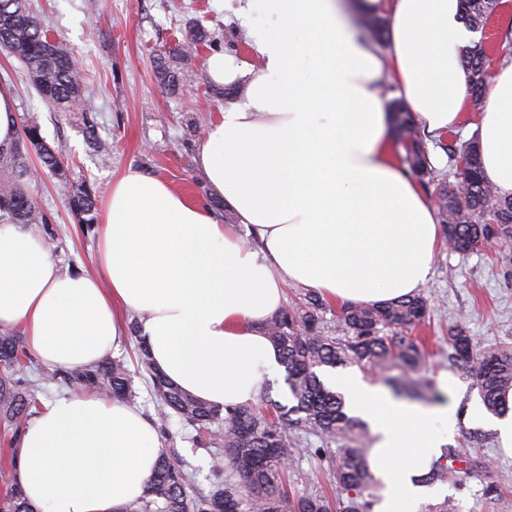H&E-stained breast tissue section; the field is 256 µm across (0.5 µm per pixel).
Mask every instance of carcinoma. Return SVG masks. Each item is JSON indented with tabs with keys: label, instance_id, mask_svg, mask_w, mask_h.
Masks as SVG:
<instances>
[{
	"label": "carcinoma",
	"instance_id": "cac0c4a2",
	"mask_svg": "<svg viewBox=\"0 0 512 512\" xmlns=\"http://www.w3.org/2000/svg\"><path fill=\"white\" fill-rule=\"evenodd\" d=\"M497 7V0H464L467 27L477 32ZM388 21L372 17L367 31L382 43ZM210 42L205 29L190 21L183 38L157 57L156 77L174 93L181 71L197 56V48ZM0 47L23 66L28 81L58 112H78L85 107V81L74 58L51 36L27 0H0ZM460 63L474 108L486 100L490 74L486 50L478 44L463 48ZM394 147L403 149L402 160L425 185L437 183L439 219L445 225L448 249L470 251L487 246L512 259V197L499 195L486 180L477 142L448 145V177L431 164L412 112L395 101L390 109ZM64 177L65 149L50 146L35 124H24L9 148L0 147V221L10 224H44L46 215L31 195L27 182L34 178L30 163ZM69 208L82 222L96 210V197L87 186L73 193ZM431 308L423 295H412L378 305L346 303L332 308L330 302L309 289L303 301L289 305L264 325L265 334L279 352L288 388L296 404L288 407L268 397L259 405L227 410L214 407L174 387L152 366L145 343L137 340L140 363L150 375V387L161 415L175 413L196 433V442L213 456L210 489L196 487V473L189 470L175 451L163 454L147 483L141 504L129 512H373L378 481L370 469V449L363 444L361 423L344 411L341 395L327 387L319 376L322 368L357 365L381 377L393 391L422 399L434 383L420 375L426 354L422 342L412 336L425 322ZM336 310V332L324 330V315ZM29 355L20 335L0 329V422L20 428L41 407L37 391L25 369ZM448 361L472 380L486 408L494 414L509 410L506 394L512 390V348L483 349L474 344L460 325L448 329ZM71 387H87L110 398L131 397V380L121 361L92 367L57 371ZM317 436L323 448L301 447L298 431ZM340 447L331 451L327 444ZM314 452L328 463L327 471L343 498L331 501L313 493L288 496L283 475L298 457ZM489 462L463 448L448 447L420 482L432 485L452 481L473 472H489ZM17 453L11 451L0 468L5 494L0 512H34L17 477Z\"/></svg>",
	"mask_w": 512,
	"mask_h": 512
}]
</instances>
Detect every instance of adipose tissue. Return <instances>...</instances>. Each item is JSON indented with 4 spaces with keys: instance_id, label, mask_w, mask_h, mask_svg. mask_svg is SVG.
<instances>
[{
    "instance_id": "obj_1",
    "label": "adipose tissue",
    "mask_w": 512,
    "mask_h": 512,
    "mask_svg": "<svg viewBox=\"0 0 512 512\" xmlns=\"http://www.w3.org/2000/svg\"><path fill=\"white\" fill-rule=\"evenodd\" d=\"M258 2L269 23L248 35L260 65L224 52L208 60L212 80L239 97L197 157L237 224L134 168L112 185L97 273L62 272L25 225L0 224V328H21L41 364L97 365L126 336L125 310L171 384L228 409L255 402L278 367L263 325L282 309L286 283L366 304L429 283L441 228L396 159L380 85L395 76L429 137L462 122L459 51L474 37L462 0H392L384 52L341 23L342 0ZM474 128L486 177L512 196V60L495 71ZM243 226L256 244L244 243ZM337 384L377 437L378 512H419L445 496L418 479L453 434L455 407L409 404L356 377ZM17 453L37 512H126L162 448L136 407L75 390L45 405Z\"/></svg>"
}]
</instances>
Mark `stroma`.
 Here are the masks:
<instances>
[{
    "label": "stroma",
    "mask_w": 512,
    "mask_h": 512,
    "mask_svg": "<svg viewBox=\"0 0 512 512\" xmlns=\"http://www.w3.org/2000/svg\"><path fill=\"white\" fill-rule=\"evenodd\" d=\"M44 19L50 36L77 61L90 99L83 112H58L48 106L24 78L18 60L0 51V87L10 88L17 101L19 122L39 126L49 144H64L70 172L61 180L42 172L29 190L49 221L35 225L62 269H94L96 242L104 222L96 211L90 224L79 223L68 207L77 187L86 185L98 202H106L113 181L133 167L167 181L194 203L206 205L217 221L228 216L227 204L211 193L196 164L204 132L225 102L208 88V48L182 76L178 92L164 90L155 75L156 55L181 39L184 20H197L225 52L247 63H258L254 47L243 36L244 23L264 24L259 9L249 16L239 12L238 0H30ZM432 300L430 320L421 333L430 341L434 356L424 368L435 381L423 404L432 407L454 402L458 417L455 443L488 459L490 476L464 477L452 496L459 512H512V452L501 447L496 432L471 423L467 412L480 396L467 377H460L454 394H446L439 381L453 373L448 361L450 326L460 324L484 348L512 345V265L496 249L484 248L466 255L449 252L439 244L433 275L424 290ZM135 338H127L111 353L124 360L130 371L133 403L165 430L181 459L197 471L196 485L208 489L209 452L193 444L192 428L176 415L161 419L151 393L150 376L137 358ZM298 478L296 492L335 496L322 462L303 455L292 465ZM495 492H487L488 481Z\"/></svg>",
    "instance_id": "35a3bbf8"
}]
</instances>
